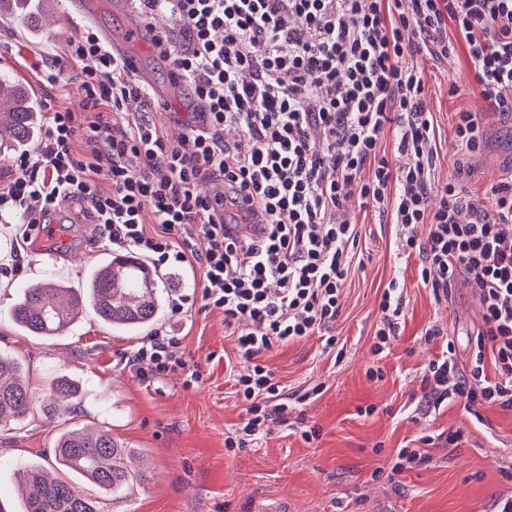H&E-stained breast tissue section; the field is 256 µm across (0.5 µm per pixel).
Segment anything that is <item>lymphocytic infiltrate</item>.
<instances>
[{
    "instance_id": "f902f5d3",
    "label": "lymphocytic infiltrate",
    "mask_w": 512,
    "mask_h": 512,
    "mask_svg": "<svg viewBox=\"0 0 512 512\" xmlns=\"http://www.w3.org/2000/svg\"><path fill=\"white\" fill-rule=\"evenodd\" d=\"M145 16L175 15L163 33L170 68L207 112L169 142L161 107L94 28L69 42L84 111L52 108L35 151L16 156L0 185V223L27 243L61 201L89 202L112 247L155 268L200 265L198 291L174 295L173 314L194 305L224 315L245 366L234 373L248 419L231 448L259 440L264 424L288 410L284 388L262 357L317 334L325 351L342 309V288L361 231L346 207L389 215L398 257L419 256L420 278L435 300L465 280L480 303L471 356L460 368L447 344L423 371L427 410L463 402L512 411V179L473 206L456 179L435 176L433 117L424 62L464 46L474 89L490 109L512 117V0H135ZM142 115L127 121L129 102ZM239 133L224 138L225 129ZM106 141L108 152L96 145ZM403 165H394V158ZM222 192L205 195L204 182ZM261 214L247 235L225 214ZM154 229H147V222ZM427 234L418 237L416 229ZM403 291L391 279L379 302L374 354L402 327ZM179 340L156 330L129 357L151 381L185 369Z\"/></svg>"
}]
</instances>
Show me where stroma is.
Wrapping results in <instances>:
<instances>
[{
	"mask_svg": "<svg viewBox=\"0 0 512 512\" xmlns=\"http://www.w3.org/2000/svg\"><path fill=\"white\" fill-rule=\"evenodd\" d=\"M45 27L0 17V74L26 85L39 102L48 98L36 64L64 56L84 23L67 0H45ZM439 152V178H458L474 203L487 204L493 182L512 176V125L474 93V77L464 51L448 59L426 60ZM457 87L449 95V87ZM482 119V149L456 162L451 151L455 114ZM348 209L362 228L361 264L342 290V310L333 334L341 355L325 353L320 336L275 348L264 361L288 392L309 393L290 402L287 422L270 421L258 444L228 450L246 417L234 394L231 370L241 367L234 337L216 310L192 309L176 317L163 307L158 326L180 340L179 350L197 365L198 382L176 371L153 383L139 380L125 357L147 339L126 334L84 312L62 337L31 336L12 321L11 305L22 285L41 276L80 284L88 270L112 252L96 225L62 206L52 217L54 230L32 237L18 273L0 272V352L26 365L32 387L47 392L59 376L74 380L79 395L67 413L48 420L38 413L0 432V512H20L15 470L24 462L54 466L60 430L89 423L109 429L113 438L143 458L145 472L132 490L109 493L77 480L78 489L98 498L102 512H269L279 501L290 512H490L492 502L512 491L503 472L512 467V411L486 409L484 424L473 423L462 403L423 417L424 365L441 347L428 343L426 327L442 325L460 364L469 362L468 338L479 323V304L471 288L457 284L445 302H436L418 281L419 257L399 260L398 228L374 212ZM399 277L405 297V327L382 359L371 352L379 322L380 295ZM381 377H369L371 368ZM374 406L372 415L363 409ZM319 428L305 441L303 431ZM461 431L459 447L439 441V433ZM425 434L429 463L387 477L397 452Z\"/></svg>",
	"mask_w": 512,
	"mask_h": 512,
	"instance_id": "1",
	"label": "stroma"
}]
</instances>
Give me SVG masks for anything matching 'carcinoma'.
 Segmentation results:
<instances>
[{"instance_id": "1", "label": "carcinoma", "mask_w": 512, "mask_h": 512, "mask_svg": "<svg viewBox=\"0 0 512 512\" xmlns=\"http://www.w3.org/2000/svg\"><path fill=\"white\" fill-rule=\"evenodd\" d=\"M8 98L11 108L0 112V130L8 138L0 141V154L7 146L22 150L39 136L38 109L32 93L0 76V102ZM157 272L136 258L111 256L91 269L81 287L66 282L37 280L17 296L11 315L14 323L32 336L65 335L83 309L112 328L138 332L153 325L163 304ZM77 387L66 377L55 379L53 401L41 412L51 420L64 406L56 402L76 396ZM37 401L25 378L20 360L0 354V425L28 416ZM59 470L26 463L20 467L23 512H98L97 501L80 493L63 474H75L105 492L129 489L134 474L132 454L101 425L82 430L64 429L55 441Z\"/></svg>"}]
</instances>
